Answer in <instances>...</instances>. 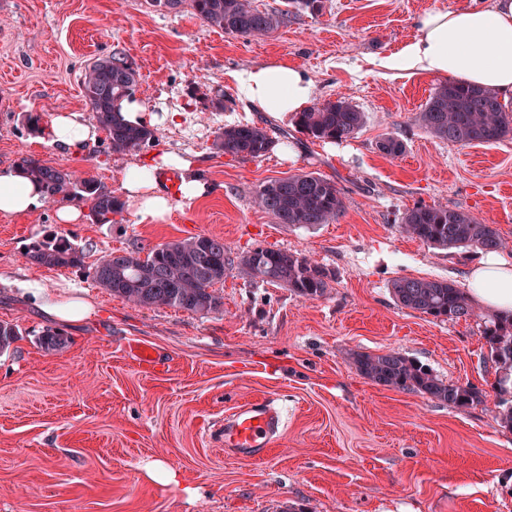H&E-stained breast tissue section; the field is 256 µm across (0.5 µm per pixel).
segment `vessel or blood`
Masks as SVG:
<instances>
[{
  "mask_svg": "<svg viewBox=\"0 0 512 512\" xmlns=\"http://www.w3.org/2000/svg\"><path fill=\"white\" fill-rule=\"evenodd\" d=\"M286 425L287 413L274 399L240 403L224 419V450L245 457L262 455L279 440Z\"/></svg>",
  "mask_w": 512,
  "mask_h": 512,
  "instance_id": "b4317fda",
  "label": "vessel or blood"
}]
</instances>
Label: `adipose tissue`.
Masks as SVG:
<instances>
[{
    "instance_id": "obj_1",
    "label": "adipose tissue",
    "mask_w": 512,
    "mask_h": 512,
    "mask_svg": "<svg viewBox=\"0 0 512 512\" xmlns=\"http://www.w3.org/2000/svg\"><path fill=\"white\" fill-rule=\"evenodd\" d=\"M389 64L512 94V0H485L423 15L417 36ZM227 77L248 109L280 120L305 111L313 98L307 73L285 61L234 70ZM44 134L50 144L75 155L98 141L97 126L74 111L53 113ZM169 167L181 172L182 200L190 202L208 193L198 163L171 152L146 157L128 169L122 184L123 199L140 222L158 223L172 212L171 200L156 188L158 172ZM42 200L41 187L20 168L0 167V217L29 214ZM18 287L36 308L61 322L78 323L95 312L75 288L54 298L34 279L22 280ZM467 292L491 314L512 313V259L494 255L479 260L468 276Z\"/></svg>"
}]
</instances>
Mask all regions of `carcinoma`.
Returning <instances> with one entry per match:
<instances>
[{
    "mask_svg": "<svg viewBox=\"0 0 512 512\" xmlns=\"http://www.w3.org/2000/svg\"><path fill=\"white\" fill-rule=\"evenodd\" d=\"M156 11L188 7L206 26L245 39L272 35L288 15H317L323 0H284L286 9L269 11L253 6L252 0H147ZM138 73L128 56L117 50L96 59L84 70L83 97L105 142L114 153L140 151L158 141L157 130L148 125H131L122 118L119 103L134 98ZM346 98L317 102L297 115L299 128L321 141H346L365 123V114ZM420 124L433 136L459 146L494 143L512 134V103L483 87L448 81L431 94ZM214 146L233 158L257 159L273 146L268 132L254 125L220 127ZM387 157H397L403 144L388 136L378 145ZM22 170L44 189L45 201H77L88 206L96 224L112 223L123 203L95 180L74 171L59 170L32 157L19 162ZM254 204L272 215L279 224L314 227L329 224L343 212V193L336 184L314 172L300 173L262 183L255 191ZM400 233L435 248H476L498 252L506 241L492 224L469 213L443 205H416L407 210L398 225ZM87 247L65 234L36 238L26 247L28 262L47 268L85 266ZM237 267L252 279L286 288L299 297L315 299L329 286V272L305 256L282 249L257 246L234 261L225 254L224 239L198 234L138 251H112L90 266V276L100 287L144 307L167 306L208 314L219 309L222 297L213 286ZM396 302L403 308L431 316L441 322L475 315L467 294L452 282L402 278L392 284ZM483 339L496 366L494 409L503 427L512 430V315L495 316L484 322ZM41 349L52 353L63 348L66 339L47 330L39 340ZM359 372L378 385L418 392L457 408L487 405V394L473 384L446 383L428 368L398 350L382 354L353 356Z\"/></svg>",
    "mask_w": 512,
    "mask_h": 512,
    "instance_id": "cac0c4a2",
    "label": "carcinoma"
}]
</instances>
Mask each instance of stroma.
I'll return each instance as SVG.
<instances>
[{
    "instance_id": "35a3bbf8",
    "label": "stroma",
    "mask_w": 512,
    "mask_h": 512,
    "mask_svg": "<svg viewBox=\"0 0 512 512\" xmlns=\"http://www.w3.org/2000/svg\"><path fill=\"white\" fill-rule=\"evenodd\" d=\"M476 2L324 0L320 15L247 40L146 0H0V167L32 156L121 195L142 152L98 143L72 155L22 121L85 111L84 66L119 49L146 112L180 115L157 124L155 151L199 160L214 187L157 224L127 209L110 224H60L48 203L0 218V322L18 328L0 353V512H512V431L491 409L375 384L352 360L396 349L446 382L487 391L495 382L483 318L441 322L391 294L401 278L465 287L478 257L401 234L416 205L468 211L512 245V136L465 147L432 136L417 115L440 78L387 65L421 14ZM275 59L307 71L314 101L345 96L364 112L356 138L317 141L295 119L247 110L228 72ZM237 124L266 128L273 150L218 153L217 129ZM387 136L402 141L398 157L379 152ZM301 172L341 189L347 207L336 221L289 227L254 205L259 184ZM56 233L90 245L84 268L26 262L32 237ZM200 233L223 238L234 257L259 245L306 256L329 269V288L305 299L236 268L215 286L222 306L202 315L136 305L89 275L111 251ZM24 277L55 297L75 284L97 312L54 321L14 287ZM49 329L67 340L51 354L39 345ZM136 345L155 351L157 369L138 364ZM267 397L288 407L280 440L260 459L225 454L213 439L225 415ZM156 463L177 482L151 479Z\"/></svg>"
}]
</instances>
